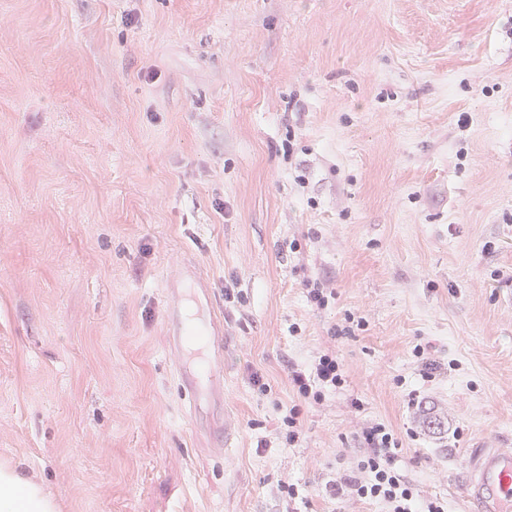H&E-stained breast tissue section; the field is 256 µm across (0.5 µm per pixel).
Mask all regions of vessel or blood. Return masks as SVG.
Instances as JSON below:
<instances>
[{
  "label": "vessel or blood",
  "mask_w": 512,
  "mask_h": 512,
  "mask_svg": "<svg viewBox=\"0 0 512 512\" xmlns=\"http://www.w3.org/2000/svg\"><path fill=\"white\" fill-rule=\"evenodd\" d=\"M181 286L190 287L200 311L197 323H187L180 301L168 309L171 352L192 353L180 369V385L189 398L191 420H198L208 405L222 397L224 387V325L219 320L208 284L194 270H186ZM469 492L484 512H512V454L495 448L479 449L471 464Z\"/></svg>",
  "instance_id": "1"
}]
</instances>
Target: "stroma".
Returning <instances> with one entry per match:
<instances>
[{
	"label": "stroma",
	"mask_w": 512,
	"mask_h": 512,
	"mask_svg": "<svg viewBox=\"0 0 512 512\" xmlns=\"http://www.w3.org/2000/svg\"><path fill=\"white\" fill-rule=\"evenodd\" d=\"M187 264L224 319L211 451L168 348ZM327 348L311 406L288 368ZM360 421L448 512L512 451V0H0V460L60 512H385L327 492ZM336 352L324 351L314 356L306 366L292 367L289 382L297 398L310 405H322L326 392H336L345 383Z\"/></svg>",
	"instance_id": "stroma-1"
}]
</instances>
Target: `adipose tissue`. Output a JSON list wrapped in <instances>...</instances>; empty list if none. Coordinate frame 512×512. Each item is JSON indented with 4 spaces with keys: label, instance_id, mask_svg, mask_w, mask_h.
I'll list each match as a JSON object with an SVG mask.
<instances>
[{
    "label": "adipose tissue",
    "instance_id": "1",
    "mask_svg": "<svg viewBox=\"0 0 512 512\" xmlns=\"http://www.w3.org/2000/svg\"><path fill=\"white\" fill-rule=\"evenodd\" d=\"M60 504L42 483L24 476L17 464L0 462V512H59Z\"/></svg>",
    "mask_w": 512,
    "mask_h": 512
}]
</instances>
